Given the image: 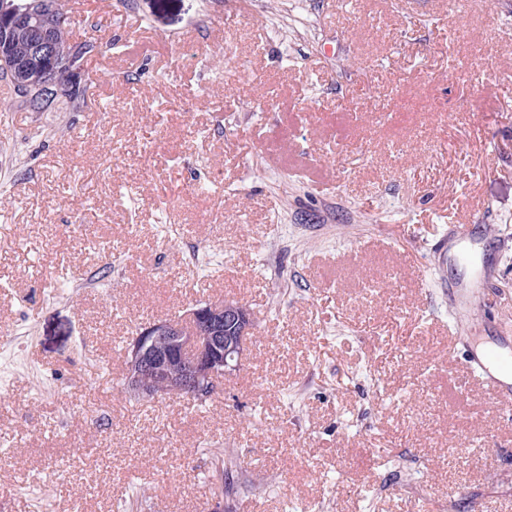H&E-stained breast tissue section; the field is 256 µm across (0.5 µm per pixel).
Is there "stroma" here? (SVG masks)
Returning a JSON list of instances; mask_svg holds the SVG:
<instances>
[{
	"label": "stroma",
	"mask_w": 512,
	"mask_h": 512,
	"mask_svg": "<svg viewBox=\"0 0 512 512\" xmlns=\"http://www.w3.org/2000/svg\"><path fill=\"white\" fill-rule=\"evenodd\" d=\"M86 7L84 111L0 79V512H201L227 468L230 512H512L462 385L512 339V0ZM225 298L240 369L130 399L138 327Z\"/></svg>",
	"instance_id": "obj_1"
}]
</instances>
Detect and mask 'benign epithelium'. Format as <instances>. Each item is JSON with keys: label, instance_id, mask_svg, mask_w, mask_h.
Returning a JSON list of instances; mask_svg holds the SVG:
<instances>
[{"label": "benign epithelium", "instance_id": "1", "mask_svg": "<svg viewBox=\"0 0 512 512\" xmlns=\"http://www.w3.org/2000/svg\"><path fill=\"white\" fill-rule=\"evenodd\" d=\"M0 18V45L9 42L13 26L25 25L32 31L29 60L55 59L50 27L33 21L27 5H4L0 7ZM88 50L87 42H76L69 61L44 69L40 83L31 87L17 81L28 111L43 112L51 106L59 81L83 79ZM253 330L251 314L233 300L219 306L199 303L176 321L149 323L129 345L126 390L137 399L156 400L165 395L159 389L163 383L189 397H209L220 379L239 370Z\"/></svg>", "mask_w": 512, "mask_h": 512}]
</instances>
